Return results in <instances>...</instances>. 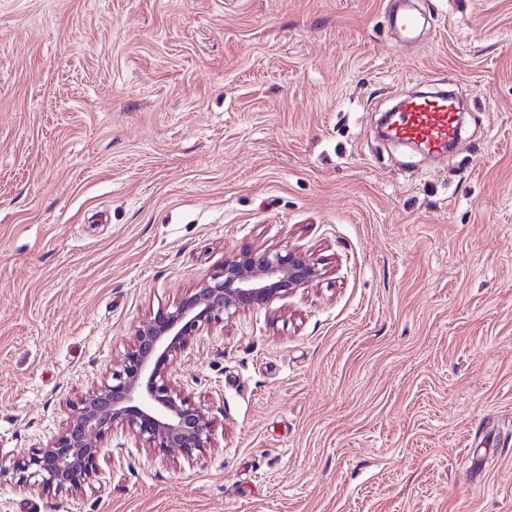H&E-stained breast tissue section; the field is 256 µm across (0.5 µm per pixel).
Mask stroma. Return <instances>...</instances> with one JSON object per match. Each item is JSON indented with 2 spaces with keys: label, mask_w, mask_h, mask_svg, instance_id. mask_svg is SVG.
<instances>
[{
  "label": "stroma",
  "mask_w": 512,
  "mask_h": 512,
  "mask_svg": "<svg viewBox=\"0 0 512 512\" xmlns=\"http://www.w3.org/2000/svg\"><path fill=\"white\" fill-rule=\"evenodd\" d=\"M0 0V463L253 247L323 276L204 328L194 460L114 431L0 512H512V0ZM460 89L452 153L379 136Z\"/></svg>",
  "instance_id": "35a3bbf8"
}]
</instances>
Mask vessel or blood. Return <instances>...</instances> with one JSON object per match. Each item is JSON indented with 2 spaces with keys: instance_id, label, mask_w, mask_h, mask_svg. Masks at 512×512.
<instances>
[{
  "instance_id": "b4317fda",
  "label": "vessel or blood",
  "mask_w": 512,
  "mask_h": 512,
  "mask_svg": "<svg viewBox=\"0 0 512 512\" xmlns=\"http://www.w3.org/2000/svg\"><path fill=\"white\" fill-rule=\"evenodd\" d=\"M457 101L439 90L413 95L400 102L388 139L420 147L422 153L437 156L447 151L459 135Z\"/></svg>"
}]
</instances>
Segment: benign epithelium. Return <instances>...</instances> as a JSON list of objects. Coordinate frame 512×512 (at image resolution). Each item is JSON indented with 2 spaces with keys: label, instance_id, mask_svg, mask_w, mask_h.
Here are the masks:
<instances>
[{
  "label": "benign epithelium",
  "instance_id": "obj_1",
  "mask_svg": "<svg viewBox=\"0 0 512 512\" xmlns=\"http://www.w3.org/2000/svg\"><path fill=\"white\" fill-rule=\"evenodd\" d=\"M321 276L312 256L296 247L249 248L224 259L219 271L139 326L110 379L71 405L48 445L11 467L0 465V480L77 493L96 475L102 441L117 429L154 453L177 448L189 460L203 454L213 442V422L176 386L189 340L226 315L267 308Z\"/></svg>",
  "mask_w": 512,
  "mask_h": 512
}]
</instances>
